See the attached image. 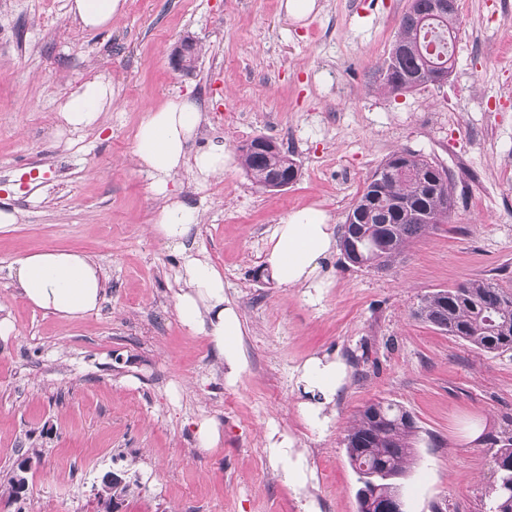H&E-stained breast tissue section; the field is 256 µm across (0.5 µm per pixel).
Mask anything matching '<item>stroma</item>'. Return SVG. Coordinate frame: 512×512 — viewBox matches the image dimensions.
I'll list each match as a JSON object with an SVG mask.
<instances>
[{"label": "stroma", "mask_w": 512, "mask_h": 512, "mask_svg": "<svg viewBox=\"0 0 512 512\" xmlns=\"http://www.w3.org/2000/svg\"><path fill=\"white\" fill-rule=\"evenodd\" d=\"M285 0H126L88 31L67 0H0V205L20 213L0 231V480L38 449L40 465L0 512H100L109 471L139 480L118 512H357L344 437L358 410L384 398L419 426L403 481L404 512H489L493 440L512 436V350L488 354L414 317L423 295L472 279L512 293V0H458L455 64L446 83L390 94L376 70L411 0H317L305 20ZM201 48L185 74L170 62L184 37ZM111 82L98 127L67 132L59 103L77 84ZM192 93L206 120L190 150L215 142L222 175L172 188L200 212L197 249L224 275L246 328L235 383L207 341L175 315L180 255L150 231L161 201L133 161L147 110ZM263 135L299 178L258 189L239 146ZM413 152L452 175L455 207L387 270L325 263L317 303L280 287L264 263L269 235L314 207L342 226L367 178ZM48 249L89 255L105 278L97 312L61 319L18 292L14 267ZM349 377L324 429L306 426L291 372L323 354ZM218 422L210 452L195 427ZM483 432L469 442L465 429ZM293 436L316 472L288 485L264 448L270 426Z\"/></svg>", "instance_id": "35a3bbf8"}]
</instances>
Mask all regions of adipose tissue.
Masks as SVG:
<instances>
[{
    "label": "adipose tissue",
    "mask_w": 512,
    "mask_h": 512,
    "mask_svg": "<svg viewBox=\"0 0 512 512\" xmlns=\"http://www.w3.org/2000/svg\"><path fill=\"white\" fill-rule=\"evenodd\" d=\"M122 7V0H69L68 12L83 28L100 30L111 25ZM114 102L110 83L94 78L70 91L59 105L58 116L76 132L94 126ZM201 121L202 111L195 100L174 96L151 109L139 125L134 154L140 170L151 179L153 193L163 201L152 230L182 255L179 278L184 287L175 298L176 318L190 335L208 340L224 364L225 381L231 384L245 366L243 323L225 295L223 275L189 244L200 222L198 210L169 191L170 181L180 171H190L203 181L224 172L223 147L188 149ZM335 245L334 227L327 216L314 208H302L273 228L265 263L281 286L306 289L314 299L327 286L323 263ZM15 277L21 295L32 306L60 318L84 317L97 311L104 299L99 265L80 252L47 250L27 255L17 261ZM346 375L345 363L327 354L294 368V384L307 396L299 411L309 427L328 423L327 410L335 403ZM267 438V457L281 470L286 483L301 488L313 480V471L301 454L295 453L290 436L273 428Z\"/></svg>",
    "instance_id": "ef3b65f1"
}]
</instances>
